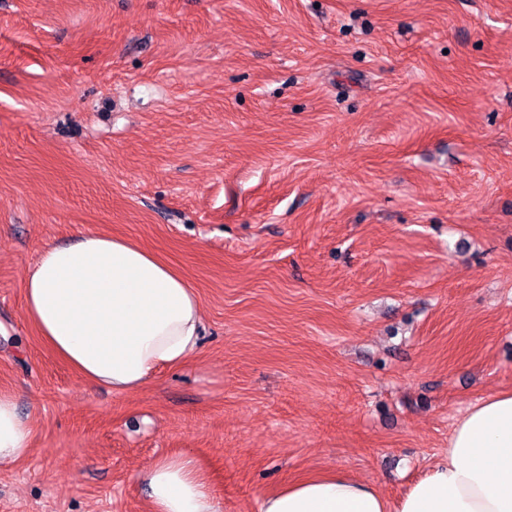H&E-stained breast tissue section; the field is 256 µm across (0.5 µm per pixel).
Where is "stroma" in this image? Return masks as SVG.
I'll list each match as a JSON object with an SVG mask.
<instances>
[{"mask_svg":"<svg viewBox=\"0 0 512 512\" xmlns=\"http://www.w3.org/2000/svg\"><path fill=\"white\" fill-rule=\"evenodd\" d=\"M196 291L198 354L115 394L22 284L77 230ZM512 390V0H0V512H146L157 457L223 512L344 470L397 500ZM31 441L32 428L18 412L14 398L0 393V465L25 458Z\"/></svg>","mask_w":512,"mask_h":512,"instance_id":"stroma-1","label":"stroma"}]
</instances>
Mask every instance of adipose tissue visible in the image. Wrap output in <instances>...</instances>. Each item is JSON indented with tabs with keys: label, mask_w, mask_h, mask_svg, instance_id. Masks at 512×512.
I'll use <instances>...</instances> for the list:
<instances>
[{
	"label": "adipose tissue",
	"mask_w": 512,
	"mask_h": 512,
	"mask_svg": "<svg viewBox=\"0 0 512 512\" xmlns=\"http://www.w3.org/2000/svg\"><path fill=\"white\" fill-rule=\"evenodd\" d=\"M27 319L86 384L127 393L200 348L201 303L168 263L136 243L78 231L75 243L42 248L22 285ZM32 428L0 393V465L25 458ZM148 512H223L191 455L144 469ZM258 512H512V392L469 406L448 454L395 501L345 471L290 480Z\"/></svg>",
	"instance_id": "ef3b65f1"
}]
</instances>
